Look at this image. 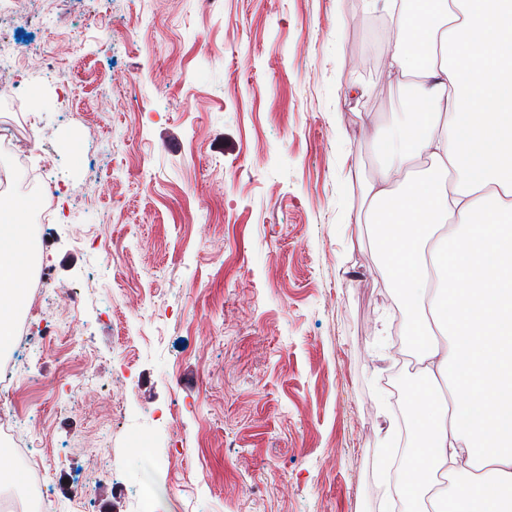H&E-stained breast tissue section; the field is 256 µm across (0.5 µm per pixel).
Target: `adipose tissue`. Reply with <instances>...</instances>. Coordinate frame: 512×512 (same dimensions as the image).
<instances>
[{
    "mask_svg": "<svg viewBox=\"0 0 512 512\" xmlns=\"http://www.w3.org/2000/svg\"><path fill=\"white\" fill-rule=\"evenodd\" d=\"M384 7L398 31L387 70L415 89L374 132L367 195L427 382L396 492L403 512H512V0ZM29 262L26 226L1 223L0 333Z\"/></svg>",
    "mask_w": 512,
    "mask_h": 512,
    "instance_id": "ef3b65f1",
    "label": "adipose tissue"
}]
</instances>
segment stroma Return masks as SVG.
Masks as SVG:
<instances>
[{"label": "stroma", "mask_w": 512, "mask_h": 512, "mask_svg": "<svg viewBox=\"0 0 512 512\" xmlns=\"http://www.w3.org/2000/svg\"><path fill=\"white\" fill-rule=\"evenodd\" d=\"M42 10L0 0V42L43 49L29 79L62 191L31 227L53 289L23 304L44 319L19 361L0 346V381L52 512H135L145 481L161 512H396L391 387L419 352L364 191L407 80L347 66L368 0ZM49 326L76 350H48ZM75 354L92 379L64 375Z\"/></svg>", "instance_id": "1"}]
</instances>
